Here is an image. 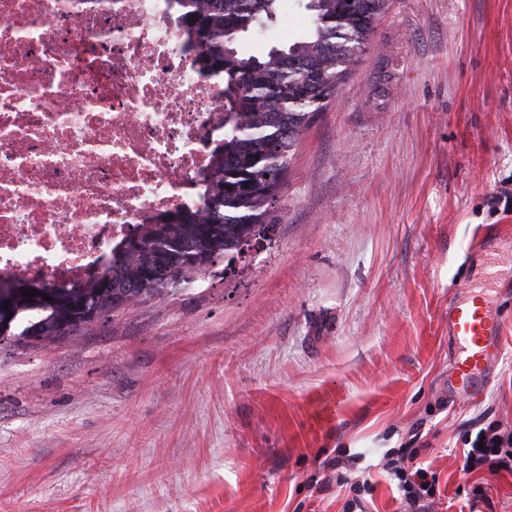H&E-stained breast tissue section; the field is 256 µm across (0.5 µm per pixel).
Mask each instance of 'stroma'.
<instances>
[{
    "label": "stroma",
    "instance_id": "stroma-1",
    "mask_svg": "<svg viewBox=\"0 0 512 512\" xmlns=\"http://www.w3.org/2000/svg\"><path fill=\"white\" fill-rule=\"evenodd\" d=\"M304 12L285 0L241 50ZM266 221L190 285L0 344V512H342L340 449L367 512H400L380 463L413 438L437 512L475 489L512 512V473H464L459 438L481 415L512 431V0H394ZM476 294L502 332L464 400L448 308ZM359 459L360 455L338 452L327 464L330 469L336 468V485L340 489H348L347 496L352 494L351 499L344 503L343 512H364L366 496L372 497L374 485L371 478L355 467L356 460Z\"/></svg>",
    "mask_w": 512,
    "mask_h": 512
}]
</instances>
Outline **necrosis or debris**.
I'll return each mask as SVG.
<instances>
[{"mask_svg": "<svg viewBox=\"0 0 512 512\" xmlns=\"http://www.w3.org/2000/svg\"><path fill=\"white\" fill-rule=\"evenodd\" d=\"M223 133L166 0H0V279H86L194 199Z\"/></svg>", "mask_w": 512, "mask_h": 512, "instance_id": "1", "label": "necrosis or debris"}]
</instances>
